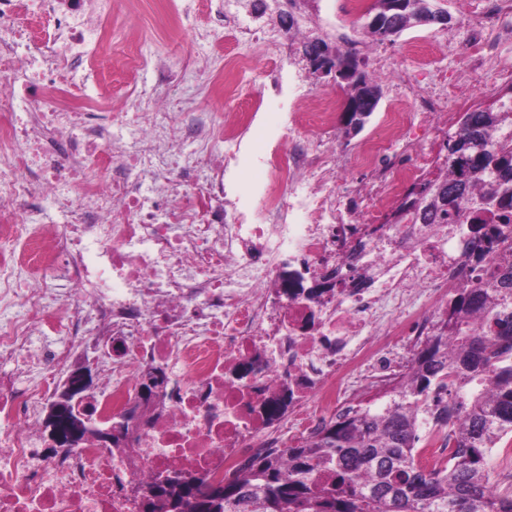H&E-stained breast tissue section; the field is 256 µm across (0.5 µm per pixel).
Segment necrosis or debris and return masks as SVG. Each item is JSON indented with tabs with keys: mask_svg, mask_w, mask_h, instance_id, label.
Wrapping results in <instances>:
<instances>
[{
	"mask_svg": "<svg viewBox=\"0 0 512 512\" xmlns=\"http://www.w3.org/2000/svg\"><path fill=\"white\" fill-rule=\"evenodd\" d=\"M35 40L18 0H0V359L49 344L25 385L0 375V512H141L164 473L233 475L250 458L295 447L363 393L405 375L437 334L448 298L481 276L462 247L464 224H386L382 218L444 155L455 110L475 87L370 56L399 94L386 140L336 151L335 95L293 100L273 145L251 158V198L230 196L241 134L253 112L173 111L146 92L126 112L106 83L113 57L131 73L148 62L111 52V14L92 21L86 0H37ZM512 0H473L466 70L512 84L495 40H511ZM229 55L214 91L232 97L240 72L278 68L253 51ZM224 143L214 154L213 141ZM51 199L52 211L41 202ZM27 246L16 262L12 246ZM327 274L336 286L309 300L284 288ZM102 354L94 417L117 416L143 371L166 368L165 410L134 447L87 442L53 453L39 411L58 373ZM289 388L286 418L267 404Z\"/></svg>",
	"mask_w": 512,
	"mask_h": 512,
	"instance_id": "4bbe7bcc",
	"label": "necrosis or debris"
}]
</instances>
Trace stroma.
Instances as JSON below:
<instances>
[{
    "mask_svg": "<svg viewBox=\"0 0 512 512\" xmlns=\"http://www.w3.org/2000/svg\"><path fill=\"white\" fill-rule=\"evenodd\" d=\"M435 4L448 13L446 25L415 24L394 40L374 43L373 48L417 71L421 83H428L440 71L452 78L472 81V74L463 67L469 36L461 22V0H435ZM299 11L306 38L324 39L339 50L344 47L339 31L364 41L369 38L365 28L368 15H348L345 0H300ZM224 14L234 16L238 27L257 31L265 38L266 61L281 66L280 97L262 99V90L251 73L237 75L233 100H225L223 95L210 90L209 77L223 72L227 53L239 49L235 34L216 23L217 16ZM287 42L285 33L272 32L269 15L255 12L247 0H125L112 22L113 48L131 45L156 65L189 67L188 79L159 88L170 100L185 107L202 105L209 111L224 113L249 110L255 99H262L263 113L243 138L242 149L247 153L266 146L276 131L280 113L287 111L289 102L300 93L317 89L335 94L342 102L348 98L346 88L331 78L311 75L302 54H282ZM378 84L381 99L364 127L350 134L344 125H337L336 147L340 152H353L381 132L383 114L396 91L388 78H379Z\"/></svg>",
    "mask_w": 512,
    "mask_h": 512,
    "instance_id": "obj_1",
    "label": "stroma"
}]
</instances>
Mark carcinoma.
<instances>
[{"mask_svg": "<svg viewBox=\"0 0 512 512\" xmlns=\"http://www.w3.org/2000/svg\"><path fill=\"white\" fill-rule=\"evenodd\" d=\"M376 0L390 40L421 21L434 0ZM378 101H363L346 129L360 131ZM512 96L493 111L465 112L448 135L450 179L438 167L448 209L422 207L425 224H462L468 213L489 214L491 224L470 222L466 249L482 261V284L458 288L448 299L440 332L419 348L409 373L379 407L341 414L299 448L255 457L233 478L169 474L155 483L142 512H512V499L490 489L487 461L497 441L512 433V249L503 246L512 225ZM479 314L491 324L473 321ZM455 379L448 382V373ZM444 428L453 452L437 472L422 468L415 448L428 422Z\"/></svg>", "mask_w": 512, "mask_h": 512, "instance_id": "obj_1", "label": "carcinoma"}]
</instances>
